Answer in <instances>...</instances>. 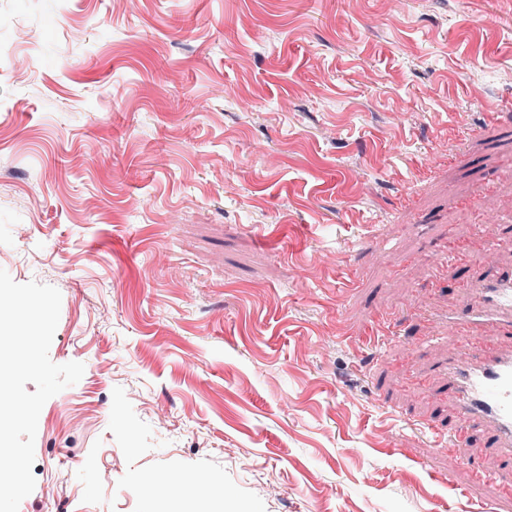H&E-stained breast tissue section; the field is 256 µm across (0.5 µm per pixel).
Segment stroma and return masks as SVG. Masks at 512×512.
Segmentation results:
<instances>
[{"mask_svg":"<svg viewBox=\"0 0 512 512\" xmlns=\"http://www.w3.org/2000/svg\"><path fill=\"white\" fill-rule=\"evenodd\" d=\"M506 99L512 0H0V269L60 291L49 357L85 366L19 512H147L156 470L239 512H512L427 435L456 422L435 315L489 268L430 271L512 209ZM397 317L393 312L378 311L364 327V335L374 340H385L394 335Z\"/></svg>","mask_w":512,"mask_h":512,"instance_id":"obj_1","label":"stroma"}]
</instances>
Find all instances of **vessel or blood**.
<instances>
[{"mask_svg":"<svg viewBox=\"0 0 512 512\" xmlns=\"http://www.w3.org/2000/svg\"><path fill=\"white\" fill-rule=\"evenodd\" d=\"M505 240L479 231L469 242L448 240L438 251L431 270L433 278L464 263L471 251L483 252L492 276L471 284V307L467 314L449 311L444 318L448 334L460 352L449 358L447 384L452 407L458 419L453 431L434 433L432 445L449 449L453 457L469 464L473 455L469 433L474 429L492 432L500 452V463L491 471L477 470L478 480H490L512 493V269L499 265ZM394 313H375L364 327L374 340L394 333Z\"/></svg>","mask_w":512,"mask_h":512,"instance_id":"1","label":"vessel or blood"}]
</instances>
